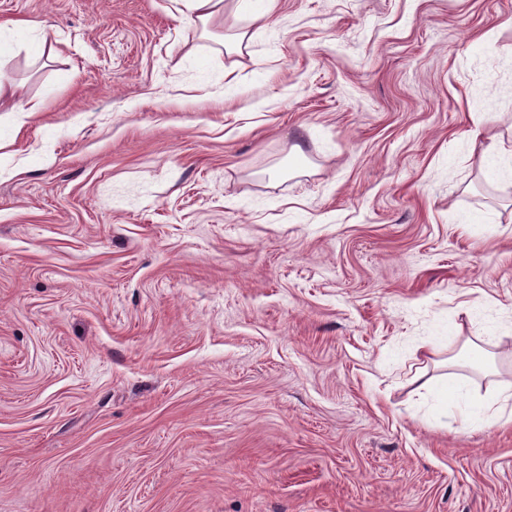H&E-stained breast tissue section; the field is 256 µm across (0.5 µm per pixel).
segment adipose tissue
<instances>
[{"instance_id":"adipose-tissue-1","label":"adipose tissue","mask_w":512,"mask_h":512,"mask_svg":"<svg viewBox=\"0 0 512 512\" xmlns=\"http://www.w3.org/2000/svg\"><path fill=\"white\" fill-rule=\"evenodd\" d=\"M489 117L484 112L470 115L472 129L469 143L472 156L496 162L498 179L512 181V150H505L500 138L485 136ZM426 390L436 417L449 419L462 429H477L488 425L502 427L512 424V393L501 392L495 399L474 397L470 383L463 378H444L427 384Z\"/></svg>"}]
</instances>
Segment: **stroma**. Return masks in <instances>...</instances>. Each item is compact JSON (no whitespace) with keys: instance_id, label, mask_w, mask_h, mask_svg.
<instances>
[{"instance_id":"stroma-1","label":"stroma","mask_w":512,"mask_h":512,"mask_svg":"<svg viewBox=\"0 0 512 512\" xmlns=\"http://www.w3.org/2000/svg\"><path fill=\"white\" fill-rule=\"evenodd\" d=\"M235 2L0 0V512H512V0ZM196 19L206 25L214 19L224 17L223 0H181ZM274 2V0H237L236 11L249 18L252 23L264 27L267 25ZM488 112H471L469 143L470 154L484 163L487 159L496 160L495 176L501 180L512 181V150L503 148L502 140L496 136L484 137V127L489 120ZM428 393L436 419L448 418L460 429L512 424V409L507 411L512 393L505 390L493 400L474 397L471 384L464 378L441 379L423 386Z\"/></svg>"}]
</instances>
